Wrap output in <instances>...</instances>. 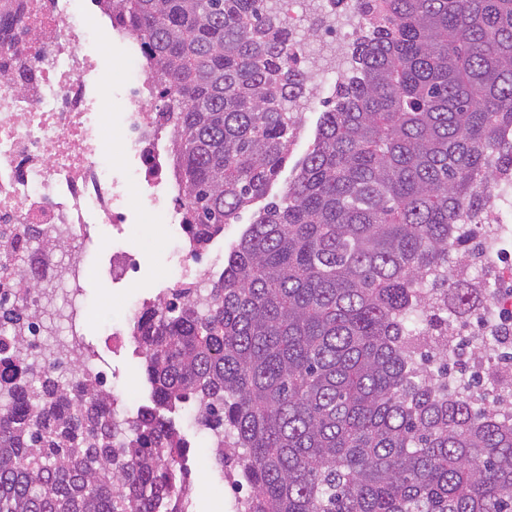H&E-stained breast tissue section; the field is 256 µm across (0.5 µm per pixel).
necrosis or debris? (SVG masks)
I'll return each instance as SVG.
<instances>
[{"instance_id": "1", "label": "necrosis or debris", "mask_w": 512, "mask_h": 512, "mask_svg": "<svg viewBox=\"0 0 512 512\" xmlns=\"http://www.w3.org/2000/svg\"><path fill=\"white\" fill-rule=\"evenodd\" d=\"M28 32L21 56L32 70L25 86L0 75V253L26 225H41L62 236L66 247L51 278L86 276L76 242L92 220L121 226L131 204L152 209L158 222L182 226L180 207H168L165 193L175 182L174 142L157 125L153 91L145 65H136L125 83L113 87L100 53L107 35L87 20V0H21ZM117 103L123 145L134 164L124 177L112 170V154L99 131L102 112ZM141 188L137 201L128 191ZM495 237L474 241L476 269L492 268L494 303L474 324L457 328L467 348V377L478 380L488 404L512 396L487 383L502 369L501 351L512 348L504 335L512 323V222H497Z\"/></svg>"}]
</instances>
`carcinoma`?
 Listing matches in <instances>:
<instances>
[{
    "label": "carcinoma",
    "instance_id": "obj_1",
    "mask_svg": "<svg viewBox=\"0 0 512 512\" xmlns=\"http://www.w3.org/2000/svg\"><path fill=\"white\" fill-rule=\"evenodd\" d=\"M346 1L353 66L288 192L222 275L137 324L155 407L117 414L104 380L27 336V286L60 241L0 264V512H180L186 445L159 409L183 404L249 489L236 512H512V409L448 377L450 324L492 301L470 241L512 178V0H328ZM287 4L109 0L173 128L196 253L290 152L310 76ZM22 22L4 5L0 50Z\"/></svg>",
    "mask_w": 512,
    "mask_h": 512
}]
</instances>
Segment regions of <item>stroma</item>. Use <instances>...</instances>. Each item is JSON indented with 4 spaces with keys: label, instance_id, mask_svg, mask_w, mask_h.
Returning <instances> with one entry per match:
<instances>
[{
    "label": "stroma",
    "instance_id": "35a3bbf8",
    "mask_svg": "<svg viewBox=\"0 0 512 512\" xmlns=\"http://www.w3.org/2000/svg\"><path fill=\"white\" fill-rule=\"evenodd\" d=\"M323 47V60L307 62L306 67L314 75L313 95L304 109L294 135L291 153L272 182L266 195L267 201H277L287 192L294 175L296 163L309 150L316 134L320 117L325 110L324 103L335 89L323 73L325 59L347 51L348 41L325 34L318 40ZM254 207H247L239 220L227 225L209 246L199 254V267L209 270L215 261L224 260L237 245L244 229L251 223ZM115 240L133 253L139 263L137 273L118 283H109L106 277L110 268L111 255L101 246L102 241ZM79 246L89 262L90 276L84 282L86 311L82 333L86 344L100 355L98 367L106 375L107 387L118 402L120 409L136 414L148 405L151 388L146 382L142 364L143 358L136 344H128L126 350L113 352L106 340V334L113 322L119 321L130 300L136 296L154 295L172 288L175 284V269L169 261L172 245L166 229L158 228L154 214L147 210L132 208L128 224L122 229L108 224H93L89 234L80 240ZM175 427L188 443L187 456L190 468L187 472L192 486L195 504H202L209 495H218L223 504H230L232 492L223 478L214 459L210 436L188 424L184 412L173 415Z\"/></svg>",
    "mask_w": 512,
    "mask_h": 512
}]
</instances>
